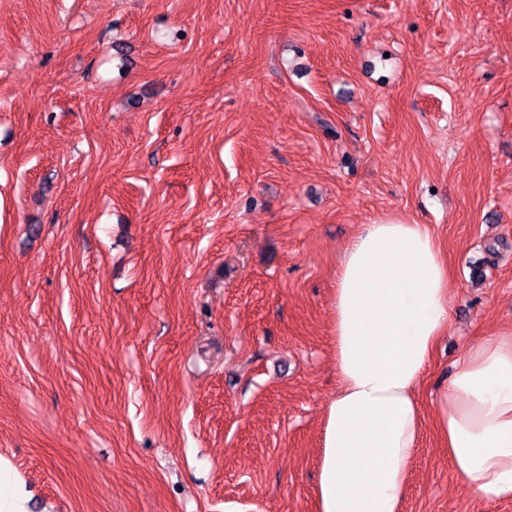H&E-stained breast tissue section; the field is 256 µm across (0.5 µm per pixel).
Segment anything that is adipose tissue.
Listing matches in <instances>:
<instances>
[{
    "label": "adipose tissue",
    "mask_w": 512,
    "mask_h": 512,
    "mask_svg": "<svg viewBox=\"0 0 512 512\" xmlns=\"http://www.w3.org/2000/svg\"><path fill=\"white\" fill-rule=\"evenodd\" d=\"M450 291L427 225L388 219L345 249L317 512H400L422 424L416 389L448 333ZM437 423L457 476L483 499L512 500V330L468 348Z\"/></svg>",
    "instance_id": "adipose-tissue-1"
}]
</instances>
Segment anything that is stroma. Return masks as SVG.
<instances>
[{"mask_svg": "<svg viewBox=\"0 0 512 512\" xmlns=\"http://www.w3.org/2000/svg\"><path fill=\"white\" fill-rule=\"evenodd\" d=\"M428 225L400 512H512L436 425L512 329V0H0V471L27 512H316L339 261Z\"/></svg>", "mask_w": 512, "mask_h": 512, "instance_id": "35a3bbf8", "label": "stroma"}]
</instances>
